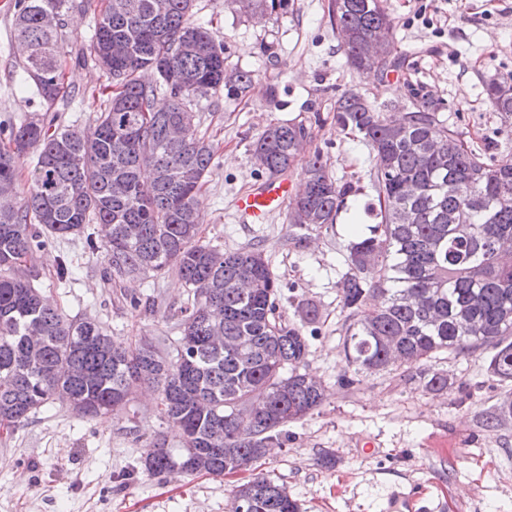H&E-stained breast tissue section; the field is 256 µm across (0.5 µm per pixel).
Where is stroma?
I'll return each mask as SVG.
<instances>
[{"label":"stroma","mask_w":512,"mask_h":512,"mask_svg":"<svg viewBox=\"0 0 512 512\" xmlns=\"http://www.w3.org/2000/svg\"><path fill=\"white\" fill-rule=\"evenodd\" d=\"M16 0H0V145L6 133L34 113H50L59 126L88 127L111 80L91 58L74 62L88 46L107 0L69 13L65 81L71 100L45 109L31 90L18 87L14 39ZM330 0H288L287 7L254 19L239 0H196L194 19L207 22L224 42L229 67L252 71L243 96L220 94L194 105L199 133L215 147L214 165L200 199L205 241L221 250L260 245L279 278L280 308L315 307L308 371L327 389L324 403L283 428L281 446L254 471L287 488L301 512H391L395 496L420 495L423 512H512V419L485 429L483 419L505 398L512 381L487 373V354L438 360L452 390L435 393L407 381L401 371L362 376L354 388L337 383L344 367L336 282L346 270L347 246L357 217L373 198L374 153L359 135L335 120L337 98L348 89L383 105L405 102L421 86L440 104L439 117L475 146L492 145L512 156V115L493 111L486 80L512 73V0H387L394 19L393 47L402 59L391 77L350 70L329 14ZM304 123L313 137L289 174L320 155L334 177L351 181L335 224L312 234L303 247L288 243L286 211L265 224L239 223L233 201L262 180L251 149L273 123ZM76 272L69 285L55 280L58 255ZM35 283L72 316L108 326L126 347L149 336L174 340V314L188 299L176 275L112 282L102 258L90 257L81 239H55L30 262ZM154 297V307L131 298ZM156 392L140 388L118 414L81 417L55 402L12 431L0 432V512H227L232 489L248 480L240 472L152 475L144 468L155 433L177 444L175 430L155 415ZM331 465H321V453Z\"/></svg>","instance_id":"stroma-1"}]
</instances>
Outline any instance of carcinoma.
Listing matches in <instances>:
<instances>
[{
	"mask_svg": "<svg viewBox=\"0 0 512 512\" xmlns=\"http://www.w3.org/2000/svg\"><path fill=\"white\" fill-rule=\"evenodd\" d=\"M100 13L88 45L112 77V92L93 124L59 128L36 117L13 126L0 148V192L17 195V160L32 154L29 191L0 211V428L10 430L59 400L82 417L120 412L135 389L158 391V418L177 430L181 447L158 433L144 460L161 474L180 464L195 474H236L279 443L281 429L325 400L305 370L309 306L284 322L278 278L257 246L222 251L197 224L213 145L192 127L181 139L169 127L191 114L193 98L221 90L241 95L254 75L235 70L224 83V43L191 20L194 0H123ZM332 12L348 66L382 77L400 65L392 54L394 19L385 0H336ZM75 0H17L14 37L29 47L19 67L40 104L52 107L70 88L62 74V16ZM168 104L158 109V90ZM496 112L512 114V74L488 81ZM392 121L355 89L336 101V124L376 154L371 182L379 219L347 246L348 270L336 293L345 313V367L358 376L408 366L425 391L448 390V374L428 361L442 353H489L487 371L512 379V158L473 148L438 116L421 88ZM302 123L272 125L255 143L260 168L273 175L296 162ZM304 189L288 203V240L298 244L336 223L347 181L320 156L303 171ZM137 226L134 238L125 236ZM78 237L102 257L114 281L174 273L189 288L175 314L181 336L166 344L146 336L123 348L108 327L69 316L33 284L27 262L52 239ZM379 305L367 307L371 294ZM228 512H299L285 487L256 474L233 491Z\"/></svg>",
	"mask_w": 512,
	"mask_h": 512,
	"instance_id": "1",
	"label": "carcinoma"
}]
</instances>
